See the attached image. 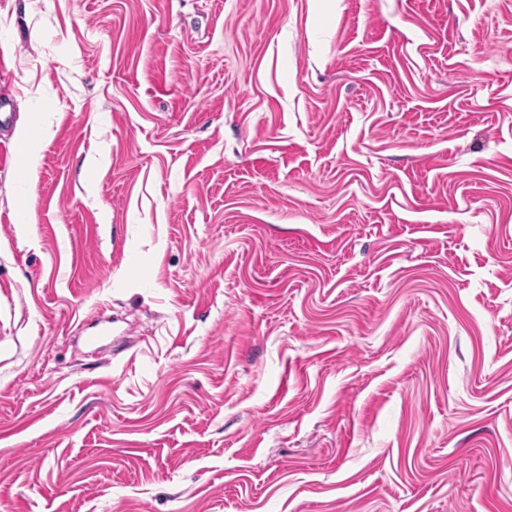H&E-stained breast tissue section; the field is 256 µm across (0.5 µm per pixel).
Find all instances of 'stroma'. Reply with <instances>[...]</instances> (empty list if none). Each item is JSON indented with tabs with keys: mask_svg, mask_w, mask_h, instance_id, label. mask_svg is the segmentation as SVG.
I'll return each instance as SVG.
<instances>
[{
	"mask_svg": "<svg viewBox=\"0 0 512 512\" xmlns=\"http://www.w3.org/2000/svg\"><path fill=\"white\" fill-rule=\"evenodd\" d=\"M0 55V512H512V0H0Z\"/></svg>",
	"mask_w": 512,
	"mask_h": 512,
	"instance_id": "1",
	"label": "stroma"
}]
</instances>
